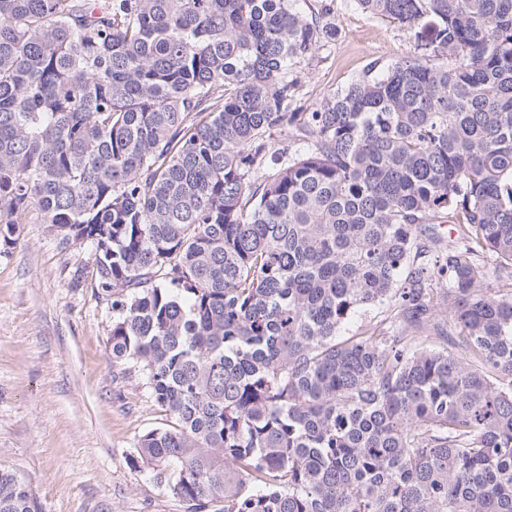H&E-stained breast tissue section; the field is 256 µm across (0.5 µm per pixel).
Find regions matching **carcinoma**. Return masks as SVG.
Wrapping results in <instances>:
<instances>
[{"mask_svg":"<svg viewBox=\"0 0 512 512\" xmlns=\"http://www.w3.org/2000/svg\"><path fill=\"white\" fill-rule=\"evenodd\" d=\"M354 2L413 54L296 112L300 0H0V249L94 247L187 512H512V0Z\"/></svg>","mask_w":512,"mask_h":512,"instance_id":"carcinoma-1","label":"carcinoma"}]
</instances>
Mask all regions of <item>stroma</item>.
<instances>
[{
	"label": "stroma",
	"mask_w": 512,
	"mask_h": 512,
	"mask_svg": "<svg viewBox=\"0 0 512 512\" xmlns=\"http://www.w3.org/2000/svg\"><path fill=\"white\" fill-rule=\"evenodd\" d=\"M329 9L336 35L298 65L296 110L309 112L370 65L412 52L414 40L353 0H304ZM112 307L99 298L90 244L62 247L47 225H19L0 252V469L27 485L40 512H186L132 461L166 414L132 362H113Z\"/></svg>",
	"instance_id": "obj_1"
}]
</instances>
